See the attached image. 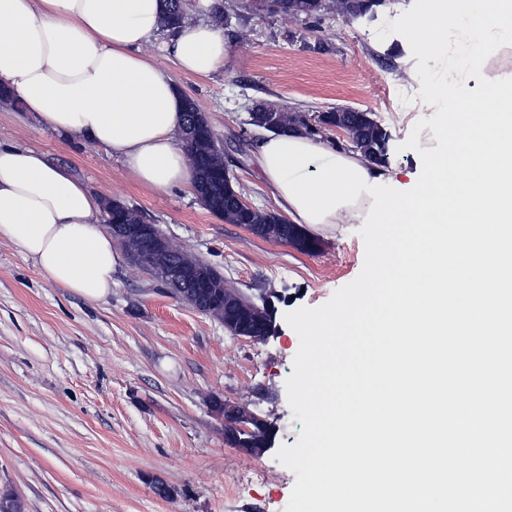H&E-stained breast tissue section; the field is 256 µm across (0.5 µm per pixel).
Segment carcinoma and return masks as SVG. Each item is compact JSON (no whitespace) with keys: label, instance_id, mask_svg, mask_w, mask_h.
<instances>
[{"label":"carcinoma","instance_id":"obj_1","mask_svg":"<svg viewBox=\"0 0 512 512\" xmlns=\"http://www.w3.org/2000/svg\"><path fill=\"white\" fill-rule=\"evenodd\" d=\"M391 0H333L336 13L348 21L375 16L378 8L389 5ZM186 0H163L162 31H173L188 20ZM252 8L270 13L305 16L320 19L326 10L325 0H256ZM353 126L349 138L353 148L376 164L386 162L388 135L372 113L354 110ZM279 132L290 130L311 133L307 119L298 112L279 110ZM182 136L190 145L187 156L193 172L194 182L203 188L202 197L207 208L224 218L228 224H242L259 237L294 247L302 253H313L319 248L318 241L305 232L302 226L285 222V218L274 211L260 208L244 209L238 203L241 191L232 178L224 175V155L212 149L213 135L197 125L195 108L185 101ZM110 224H140L144 215L136 208L121 202H112L108 210ZM202 303L208 314L224 321V290H211L202 295ZM241 314L252 321L248 328L253 336H268L272 331V320L264 308L255 307L246 298L238 302ZM273 434L272 427L252 434L240 435V447L250 453H260L268 447Z\"/></svg>","mask_w":512,"mask_h":512}]
</instances>
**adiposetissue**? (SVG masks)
Listing matches in <instances>:
<instances>
[{
	"label": "adipose tissue",
	"instance_id": "obj_1",
	"mask_svg": "<svg viewBox=\"0 0 512 512\" xmlns=\"http://www.w3.org/2000/svg\"><path fill=\"white\" fill-rule=\"evenodd\" d=\"M161 0H0V85L44 126L111 150L139 183L192 187L180 140L182 96L141 53L160 30ZM207 77L228 50L222 29L189 21L163 44ZM103 204L38 151L0 143V237L49 283L91 302L112 293L121 261Z\"/></svg>",
	"mask_w": 512,
	"mask_h": 512
}]
</instances>
